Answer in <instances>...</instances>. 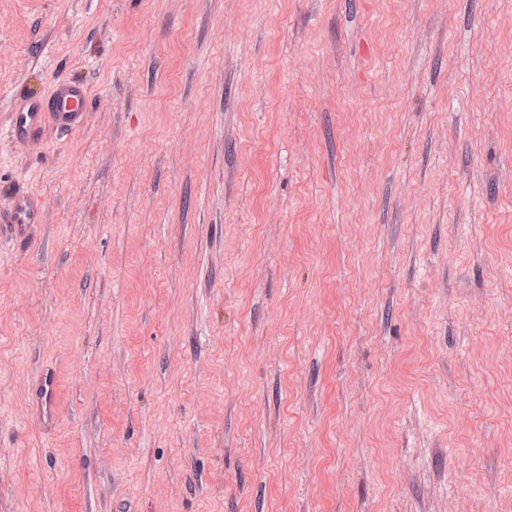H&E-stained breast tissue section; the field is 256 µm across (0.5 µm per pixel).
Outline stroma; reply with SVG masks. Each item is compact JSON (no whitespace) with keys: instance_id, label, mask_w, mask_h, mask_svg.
<instances>
[{"instance_id":"obj_1","label":"stroma","mask_w":512,"mask_h":512,"mask_svg":"<svg viewBox=\"0 0 512 512\" xmlns=\"http://www.w3.org/2000/svg\"><path fill=\"white\" fill-rule=\"evenodd\" d=\"M65 78L0 512H512V0H0V127ZM39 405L41 412L47 418H52L55 412V395L57 383L54 374L47 370L37 378Z\"/></svg>"}]
</instances>
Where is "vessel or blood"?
I'll list each match as a JSON object with an SVG mask.
<instances>
[{
    "mask_svg": "<svg viewBox=\"0 0 512 512\" xmlns=\"http://www.w3.org/2000/svg\"><path fill=\"white\" fill-rule=\"evenodd\" d=\"M87 105L88 93L84 83L71 79L59 80L49 98H29L24 106L15 110L5 135L13 143L25 146L49 123L59 132H72L84 124ZM42 221V202L29 193L16 195L10 208L0 213V223L7 225L17 236ZM37 388L43 415L53 417L57 388L54 374L48 370L42 372L37 378Z\"/></svg>",
    "mask_w": 512,
    "mask_h": 512,
    "instance_id": "1",
    "label": "vessel or blood"
}]
</instances>
